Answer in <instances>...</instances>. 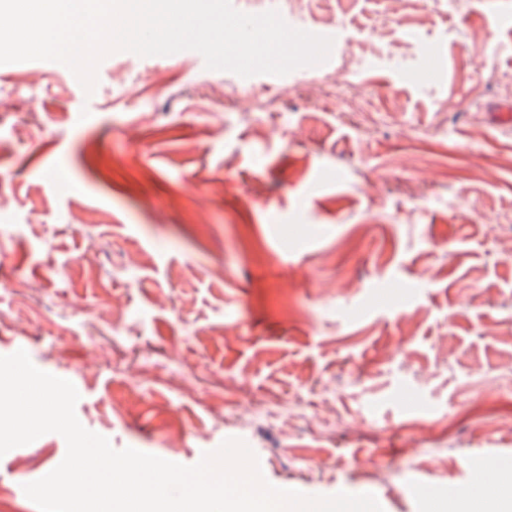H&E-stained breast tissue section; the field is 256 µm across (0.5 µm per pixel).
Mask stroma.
Masks as SVG:
<instances>
[{
	"mask_svg": "<svg viewBox=\"0 0 512 512\" xmlns=\"http://www.w3.org/2000/svg\"><path fill=\"white\" fill-rule=\"evenodd\" d=\"M335 5L331 27L324 0L287 19L334 34L324 70L354 57L327 96L312 68L243 78L192 50L113 53L90 94L57 62L0 65V355L72 379L114 449L192 466L238 438L273 486L448 512L476 459L512 465L495 411L423 429L512 396V0ZM216 85L299 93L258 120ZM65 454L48 433L1 456L0 504L37 512L19 488Z\"/></svg>",
	"mask_w": 512,
	"mask_h": 512,
	"instance_id": "stroma-1",
	"label": "stroma"
}]
</instances>
